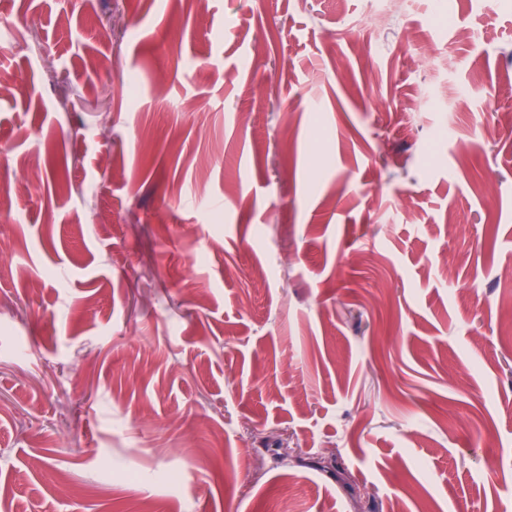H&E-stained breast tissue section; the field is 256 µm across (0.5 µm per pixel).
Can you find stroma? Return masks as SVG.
I'll use <instances>...</instances> for the list:
<instances>
[{"mask_svg": "<svg viewBox=\"0 0 512 512\" xmlns=\"http://www.w3.org/2000/svg\"><path fill=\"white\" fill-rule=\"evenodd\" d=\"M369 8L0 0V512H512V0Z\"/></svg>", "mask_w": 512, "mask_h": 512, "instance_id": "35a3bbf8", "label": "stroma"}]
</instances>
